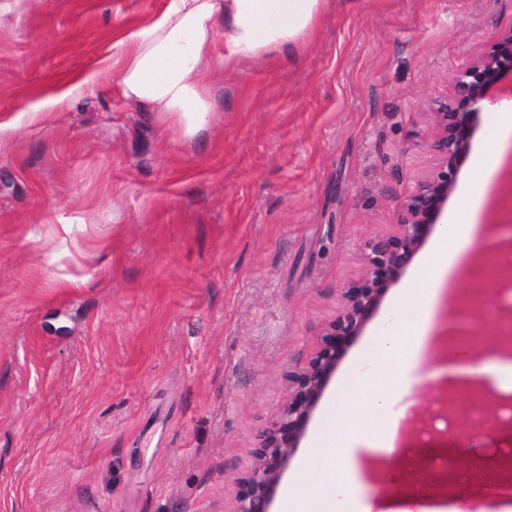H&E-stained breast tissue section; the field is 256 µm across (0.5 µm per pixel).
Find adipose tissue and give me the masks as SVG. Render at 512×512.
Returning a JSON list of instances; mask_svg holds the SVG:
<instances>
[{
	"label": "adipose tissue",
	"instance_id": "adipose-tissue-1",
	"mask_svg": "<svg viewBox=\"0 0 512 512\" xmlns=\"http://www.w3.org/2000/svg\"><path fill=\"white\" fill-rule=\"evenodd\" d=\"M323 0H169L146 23L128 30L115 43L113 65L120 75L116 92L124 99L168 114L185 136H195L214 105L201 82L210 63L248 57L280 46H293L313 25ZM224 35V52L215 54V35ZM495 131L471 162L476 176L462 188L464 206L437 225L427 251L382 316L376 333L355 357L354 373L336 383L332 412L308 442L309 455L321 467L306 479L302 493L283 485L279 512H374L355 487L367 458L397 453L398 421L409 408L412 387L422 378L431 342L444 327L436 316L449 282L479 230L487 191L512 147V113L492 115ZM481 362L503 390L512 389V359L489 353L478 357L459 347L448 359V376L465 377V368ZM384 419L383 432L374 423Z\"/></svg>",
	"mask_w": 512,
	"mask_h": 512
}]
</instances>
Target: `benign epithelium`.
Listing matches in <instances>:
<instances>
[{
  "label": "benign epithelium",
  "mask_w": 512,
  "mask_h": 512,
  "mask_svg": "<svg viewBox=\"0 0 512 512\" xmlns=\"http://www.w3.org/2000/svg\"><path fill=\"white\" fill-rule=\"evenodd\" d=\"M512 70V29L501 34L494 48L472 59L455 77L453 95L433 101L436 133L431 144L437 158L433 173L421 180L400 204L398 224L365 243L367 271L343 289V306L322 328L318 346L303 367L288 375V398L262 431L253 454L256 465L241 480L237 512H270L275 487L288 466L293 449L305 435L311 415L349 343L377 314L384 294L412 262L431 236L451 195L473 130L480 124L487 93L500 87L504 71ZM443 432L455 447L479 450L476 441L489 443L498 422L482 428L452 416Z\"/></svg>",
  "instance_id": "7a95c632"
}]
</instances>
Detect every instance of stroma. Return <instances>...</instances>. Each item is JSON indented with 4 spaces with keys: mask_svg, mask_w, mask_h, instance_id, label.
Segmentation results:
<instances>
[{
    "mask_svg": "<svg viewBox=\"0 0 512 512\" xmlns=\"http://www.w3.org/2000/svg\"><path fill=\"white\" fill-rule=\"evenodd\" d=\"M167 4L0 0V512H236L289 372L435 166L432 101L512 29V0H326L296 47L206 72L188 138L110 91L117 33ZM511 220L504 166L481 222ZM461 282L438 317L486 344L494 290ZM457 454L471 490L426 495L476 512L489 472Z\"/></svg>",
    "mask_w": 512,
    "mask_h": 512,
    "instance_id": "35a3bbf8",
    "label": "stroma"
}]
</instances>
